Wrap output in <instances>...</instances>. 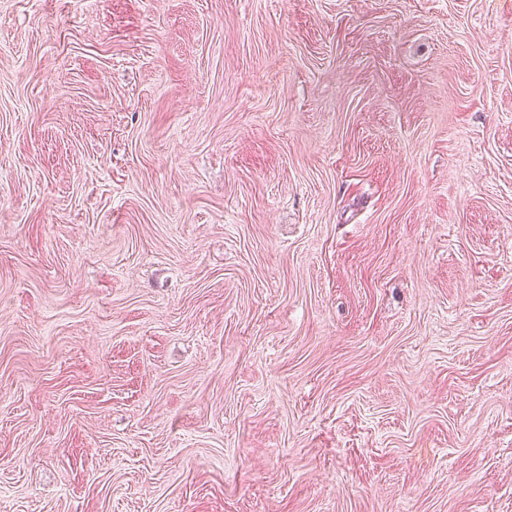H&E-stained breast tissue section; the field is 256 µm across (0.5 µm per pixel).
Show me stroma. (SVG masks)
Here are the masks:
<instances>
[{"instance_id":"obj_1","label":"stroma","mask_w":512,"mask_h":512,"mask_svg":"<svg viewBox=\"0 0 512 512\" xmlns=\"http://www.w3.org/2000/svg\"><path fill=\"white\" fill-rule=\"evenodd\" d=\"M0 512H512V0H0Z\"/></svg>"}]
</instances>
